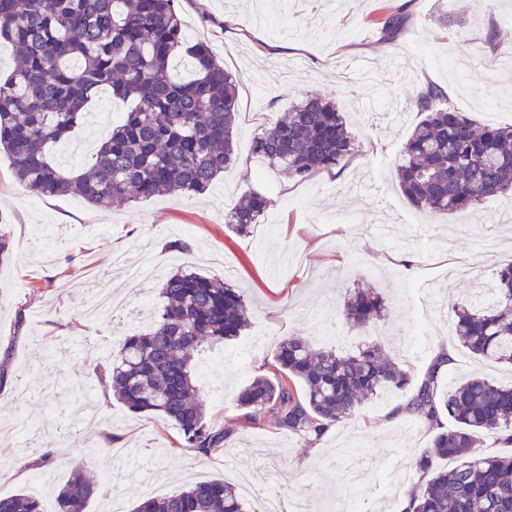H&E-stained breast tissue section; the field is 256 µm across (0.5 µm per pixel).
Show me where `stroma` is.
<instances>
[{
    "mask_svg": "<svg viewBox=\"0 0 512 512\" xmlns=\"http://www.w3.org/2000/svg\"><path fill=\"white\" fill-rule=\"evenodd\" d=\"M257 2L175 0L188 40L207 42L237 79L238 160L206 193L96 208L77 197L31 193L0 155V224L12 239L11 258L0 264V496L35 492L32 479L41 474L47 482L35 493L45 512H55L58 488L88 460L101 489L87 512H112L116 499L132 512L151 473L164 495L186 483L235 481L239 469L254 473L245 497L256 507L273 495L283 512H336L355 497L367 512H392L418 479L413 459L432 439L427 426L393 417L406 393H386L347 423L306 438L268 417L247 420L235 402L245 383L270 374L281 337L304 336L322 347L348 334L364 342L363 333L336 322L344 293L364 284L390 302L382 338L414 378L445 344L455 358L450 381L474 372L512 381V368L478 361L457 344L450 313L453 301L512 263V222L492 211L512 208V196L477 205L464 237L457 216L411 206L394 170L421 119L411 99L423 86L440 87L477 122L512 125V78L489 63L494 46L512 56V0H304L263 23L255 20ZM399 9L407 22L383 41L380 21ZM314 93L335 100L355 141L353 157L304 183L258 167V129ZM124 110L108 96L95 99L56 158L89 167ZM252 190L271 204L249 235L232 234L225 219ZM484 240L493 249H481ZM178 241L190 251L175 249ZM145 249L158 263L153 279L143 283L114 266L116 254L133 259ZM181 269L236 288L250 316L243 336L257 341L240 358L232 342L198 356L214 362L211 375L198 379L206 419L231 431L223 451L209 456L179 447L163 416L129 412L94 372L121 335L147 324L163 280ZM104 286L147 304L131 319H85V301ZM106 430L125 447L154 451L152 462L113 461ZM47 451L48 466L25 468Z\"/></svg>",
    "mask_w": 512,
    "mask_h": 512,
    "instance_id": "1",
    "label": "stroma"
}]
</instances>
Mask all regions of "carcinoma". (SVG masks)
Masks as SVG:
<instances>
[{
  "mask_svg": "<svg viewBox=\"0 0 512 512\" xmlns=\"http://www.w3.org/2000/svg\"><path fill=\"white\" fill-rule=\"evenodd\" d=\"M405 17L383 21L394 39ZM18 51L0 79V153L15 178L42 196H78L110 207L159 193L207 191L235 159L236 79L206 44L188 46L173 0H0V50ZM185 54L182 79L172 60ZM108 91L128 103L120 123L87 169L69 168L50 148L67 140L88 103ZM423 115L396 159L401 191L413 207L470 216L481 201L512 192V126L479 124L455 110L445 92H418ZM354 143L334 101L310 94L288 116L261 129L253 152L297 182L332 170ZM270 206L251 192L226 219L246 235ZM452 331L473 357L512 364V264L490 287L451 303ZM388 316L372 288L344 296L337 319L352 329L380 330ZM249 326L242 295L222 281L178 271L163 282L149 326L124 336L101 382L134 414H158L179 432V445L208 456L229 431L206 420L195 356L237 338ZM452 360L435 358L416 380L385 352L381 339L354 350L316 348L303 336L276 344L273 376L259 375L238 393L250 420L267 416L305 436H321L352 419L362 401L409 390L404 414L433 431L413 462L420 479L407 490L406 512H512V451L485 455L490 436L512 448V386L475 375L444 385ZM453 420L450 426L444 419ZM99 491L87 466L75 467L56 497V512H85ZM251 504L221 479L143 500L134 512H247ZM0 512H44L24 492L0 496Z\"/></svg>",
  "mask_w": 512,
  "mask_h": 512,
  "instance_id": "obj_1",
  "label": "carcinoma"
}]
</instances>
